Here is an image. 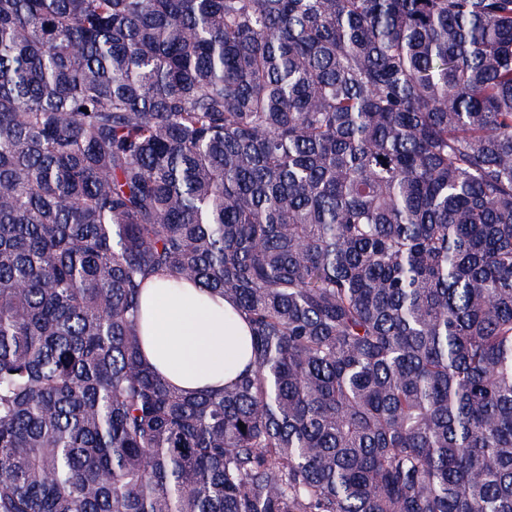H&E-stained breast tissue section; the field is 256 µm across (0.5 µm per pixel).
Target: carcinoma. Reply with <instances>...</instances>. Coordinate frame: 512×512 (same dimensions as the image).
Here are the masks:
<instances>
[{"instance_id":"carcinoma-1","label":"carcinoma","mask_w":512,"mask_h":512,"mask_svg":"<svg viewBox=\"0 0 512 512\" xmlns=\"http://www.w3.org/2000/svg\"><path fill=\"white\" fill-rule=\"evenodd\" d=\"M0 512H512V0H0ZM143 355L189 393L216 392L244 371L248 324L224 297L185 279L155 277L142 293Z\"/></svg>"}]
</instances>
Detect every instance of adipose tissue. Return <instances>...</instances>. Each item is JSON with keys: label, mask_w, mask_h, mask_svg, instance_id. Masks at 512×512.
Listing matches in <instances>:
<instances>
[{"label": "adipose tissue", "mask_w": 512, "mask_h": 512, "mask_svg": "<svg viewBox=\"0 0 512 512\" xmlns=\"http://www.w3.org/2000/svg\"><path fill=\"white\" fill-rule=\"evenodd\" d=\"M249 333L229 302L190 281L156 277L143 290V355L183 391L216 392L244 371Z\"/></svg>", "instance_id": "obj_1"}]
</instances>
